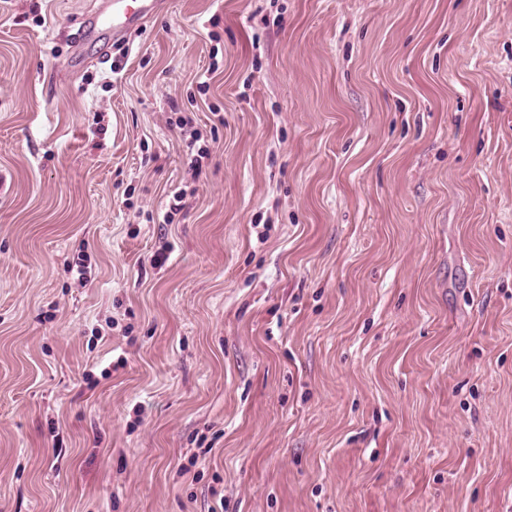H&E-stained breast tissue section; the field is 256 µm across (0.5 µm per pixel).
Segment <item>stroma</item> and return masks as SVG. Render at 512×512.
Segmentation results:
<instances>
[{
	"mask_svg": "<svg viewBox=\"0 0 512 512\" xmlns=\"http://www.w3.org/2000/svg\"><path fill=\"white\" fill-rule=\"evenodd\" d=\"M110 5L0 0V512H512V0ZM165 0H113L112 15L104 17L101 25L112 29V38L124 35L159 12Z\"/></svg>",
	"mask_w": 512,
	"mask_h": 512,
	"instance_id": "1",
	"label": "stroma"
}]
</instances>
